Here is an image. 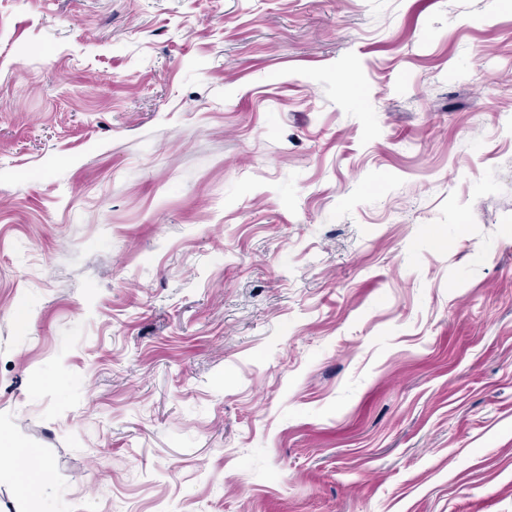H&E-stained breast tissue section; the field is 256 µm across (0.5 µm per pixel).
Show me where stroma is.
Segmentation results:
<instances>
[{
	"label": "stroma",
	"instance_id": "1",
	"mask_svg": "<svg viewBox=\"0 0 512 512\" xmlns=\"http://www.w3.org/2000/svg\"><path fill=\"white\" fill-rule=\"evenodd\" d=\"M0 438V512H512V0H0ZM0 458L10 460L23 491L38 486L44 477V464L34 448H18L0 441Z\"/></svg>",
	"mask_w": 512,
	"mask_h": 512
}]
</instances>
